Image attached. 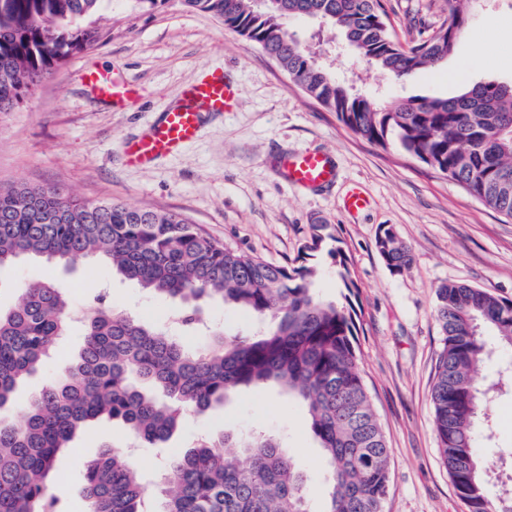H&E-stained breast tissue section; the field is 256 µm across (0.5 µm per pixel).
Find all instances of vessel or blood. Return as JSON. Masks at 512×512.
Returning <instances> with one entry per match:
<instances>
[{
	"instance_id": "1",
	"label": "vessel or blood",
	"mask_w": 512,
	"mask_h": 512,
	"mask_svg": "<svg viewBox=\"0 0 512 512\" xmlns=\"http://www.w3.org/2000/svg\"><path fill=\"white\" fill-rule=\"evenodd\" d=\"M84 80L98 96L115 103L130 102L138 97L136 84L114 81L110 73L103 70L85 72ZM240 97L239 86L231 82L223 70L204 71L186 87L179 103L160 112L147 132L125 142L126 163L144 167L158 157L177 154L197 137L204 114L233 111ZM278 166L287 185L303 190L325 188L336 179L333 158L321 151L282 155Z\"/></svg>"
}]
</instances>
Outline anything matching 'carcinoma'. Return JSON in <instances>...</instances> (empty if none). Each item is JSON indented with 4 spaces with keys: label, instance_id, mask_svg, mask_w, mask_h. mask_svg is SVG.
<instances>
[{
    "label": "carcinoma",
    "instance_id": "1",
    "mask_svg": "<svg viewBox=\"0 0 512 512\" xmlns=\"http://www.w3.org/2000/svg\"><path fill=\"white\" fill-rule=\"evenodd\" d=\"M105 0H0V113L11 112L72 52L98 39L84 25ZM224 21L261 49L290 80L345 127L371 143L391 137L408 155L447 176L485 207L512 220V84L489 80L453 97L384 102L353 92L286 28L308 18L337 29L356 53L399 81L455 53L473 0H448L439 25L401 45L381 0H183ZM329 224H313L291 265L224 247L176 213L123 202L83 201L60 187L0 185V269L25 258L69 264L92 258L179 304L186 330L203 321V305L220 302L260 324L252 335L214 325L191 349L164 326L100 303L76 319L69 289L33 281L0 311V411L13 409L20 383L37 372L64 337L83 336L77 356L33 394L18 424L0 418V512H69L53 492L58 458L99 421H118L135 448L168 442L190 418L240 391L272 386L306 410L329 475L320 510L312 508L299 463L270 436L202 434L166 457L162 506L127 446L109 445L85 465L90 512H384L390 450L357 356L359 326L351 299L350 259ZM376 247L389 271L402 274L411 250L391 225ZM325 256L336 267L345 303L314 288ZM442 335L431 400L433 428L448 476L468 512H512L493 501L475 448L479 424L475 373L492 354L485 325L512 348V300L448 282L436 289ZM239 448L228 461L224 446Z\"/></svg>",
    "mask_w": 512,
    "mask_h": 512
}]
</instances>
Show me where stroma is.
Here are the masks:
<instances>
[{"instance_id": "obj_1", "label": "stroma", "mask_w": 512, "mask_h": 512, "mask_svg": "<svg viewBox=\"0 0 512 512\" xmlns=\"http://www.w3.org/2000/svg\"><path fill=\"white\" fill-rule=\"evenodd\" d=\"M382 2L390 31L403 44L437 24L447 7L446 0ZM93 22L96 43L73 53L15 111L0 114V181L61 186L90 202L177 212L225 247L279 264L294 261L311 225H332L358 286V362L390 448L384 512H466L433 430L431 388L441 349L435 290L460 282L512 299V222L397 144L382 147L343 126L258 47L182 0H166L153 10L138 0H105ZM288 30L320 53L338 79L384 101L448 97L462 85L488 80L512 82V0H476L457 52L408 81L357 58L337 32L307 20L289 21ZM212 67L223 68L240 85L238 109L208 116L179 156L157 159L146 169L127 167L124 141L146 129L164 105L180 100L187 83ZM96 69L135 82L139 99L121 106L98 97L82 79ZM306 149L333 155L332 188L312 193L284 184L276 157ZM354 186L365 191L369 203L352 215L343 197ZM385 225L411 250V265L399 275L391 274L375 246ZM49 276L72 285L78 309H92L102 299L143 321L165 324L175 308L173 301L157 299L89 259L68 270L24 259L0 271V309L13 305L20 286ZM80 342V336L67 337L20 389L19 400L55 380ZM509 359L512 351L497 353L476 376L478 387L498 385L485 407L493 428L477 431L494 499L512 497V465L491 454L512 447V372L501 370ZM206 430L238 435L263 430L279 437L303 467L313 505L321 506L328 492L325 465L306 413L270 387L243 390L224 407L191 418L165 451L136 449L135 462L159 478L164 453L191 447ZM126 440L120 424L102 422L60 457L61 489L78 512L87 509L85 462L102 446Z\"/></svg>"}]
</instances>
